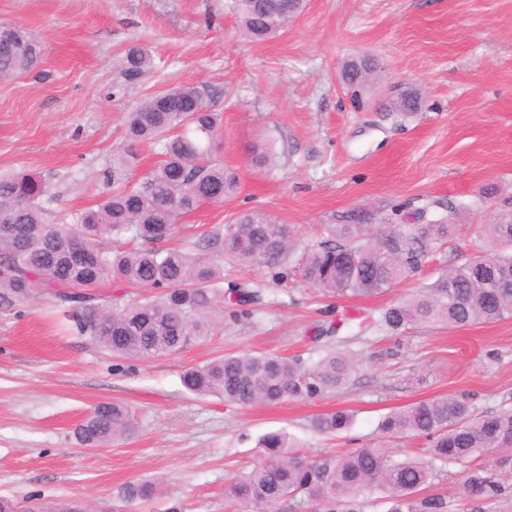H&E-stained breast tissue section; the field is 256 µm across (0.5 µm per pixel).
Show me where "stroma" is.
<instances>
[{
    "label": "stroma",
    "instance_id": "stroma-1",
    "mask_svg": "<svg viewBox=\"0 0 512 512\" xmlns=\"http://www.w3.org/2000/svg\"><path fill=\"white\" fill-rule=\"evenodd\" d=\"M1 25L28 31L42 55L35 69L0 78V174L58 184L42 202L50 216L75 222L107 191L103 173L126 148L125 115L141 99L195 84L223 115L215 158L236 169L239 189L182 217L168 246L246 210L288 224L293 246L283 278L262 263L225 261V280L263 288L261 303L164 357L99 350L48 294L0 309V496L71 500L89 512H244L224 485L249 470L266 433L286 432L303 454L329 458L377 445L381 419L421 400L463 395L477 414L512 406V318L396 334L377 324L386 307L491 254L490 225L512 219V0H309L259 45L231 0H0ZM134 45L155 59L136 77L124 63ZM363 54L379 73L356 95L340 76ZM411 89L421 107L397 111ZM265 139L278 153L269 171L248 156ZM349 212L379 232L444 224L448 234L415 276L373 295L327 298L295 269ZM338 317L350 324L332 344L312 341L316 325ZM329 346L351 353L356 372L347 387L311 399L243 406L181 382L225 354L309 365ZM104 402L131 411L139 432L85 448L75 429ZM334 410L353 413L351 429L316 434L312 419ZM137 482L152 483L154 497L125 504L122 488Z\"/></svg>",
    "mask_w": 512,
    "mask_h": 512
}]
</instances>
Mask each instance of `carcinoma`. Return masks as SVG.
<instances>
[{
	"instance_id": "cac0c4a2",
	"label": "carcinoma",
	"mask_w": 512,
	"mask_h": 512,
	"mask_svg": "<svg viewBox=\"0 0 512 512\" xmlns=\"http://www.w3.org/2000/svg\"><path fill=\"white\" fill-rule=\"evenodd\" d=\"M305 8L301 0H233L244 35L262 42L282 31ZM23 48L0 39V77L33 69L39 51L25 30H17ZM127 72L154 68L145 49L126 53ZM377 64L350 60L343 69L356 86L367 85ZM222 115L204 92L182 84L152 94L126 115L129 143L159 146V160L139 190L126 188L138 158L133 147L112 155L105 170L112 192L74 224L47 222L41 205L51 183L41 177H0V309H12L46 293L66 309L74 332L121 359L145 360L176 353L209 336L217 319L250 315L257 292L224 285L226 257L250 264H279L291 248L288 225L261 211H246L187 248H162L178 219L204 203L222 204L239 188L237 172L214 159ZM251 164L272 169L273 142L253 147ZM447 228L429 224L415 232L375 233L359 217L330 225V236L308 249L302 280L329 297L381 291L416 273L429 240ZM131 236L145 247L120 251L111 243ZM127 288H146L139 298L98 291L106 280ZM512 317V253L471 260L450 269L427 289L390 306L378 325L397 333L411 325L444 322L455 328ZM356 370L353 359L329 350L306 367L274 353L224 355L187 369L183 386L196 395L219 394L224 402L277 404L285 398L309 399L347 386ZM352 416L337 410L320 414L312 429L336 435L350 428ZM138 421L124 407L102 403L76 428L87 448L108 447L137 433ZM382 444L356 448L336 459H310L290 445L286 435L270 433L251 469L224 487V497L251 509L277 512L278 504L302 495L320 512H362L360 496L387 495L388 512H447L439 495H420L436 465L468 466L481 455L512 448V408L473 415L468 401L441 397L419 401L388 415L380 425ZM423 438L428 459H394L390 443ZM154 494L149 483L123 487L127 503ZM460 494L470 512H493L502 488L471 468Z\"/></svg>"
}]
</instances>
